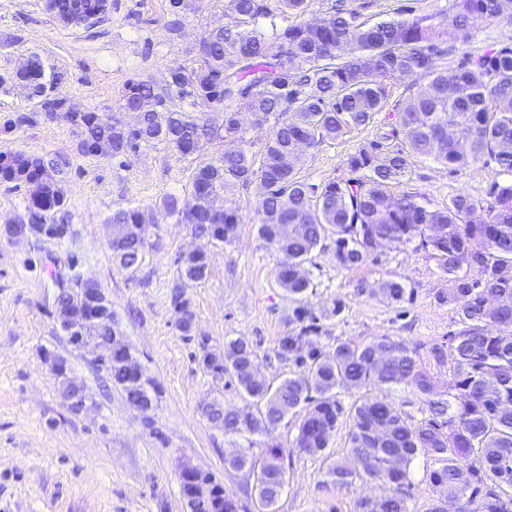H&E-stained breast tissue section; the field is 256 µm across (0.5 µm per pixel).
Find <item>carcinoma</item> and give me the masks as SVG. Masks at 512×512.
Instances as JSON below:
<instances>
[{
	"instance_id": "carcinoma-1",
	"label": "carcinoma",
	"mask_w": 512,
	"mask_h": 512,
	"mask_svg": "<svg viewBox=\"0 0 512 512\" xmlns=\"http://www.w3.org/2000/svg\"><path fill=\"white\" fill-rule=\"evenodd\" d=\"M169 2L167 30L177 35L191 12L190 0ZM277 2L282 16H294L293 23L277 27L267 0H224L230 21L190 47L195 65L170 69L162 85L128 81L115 112H86L83 127L76 130L78 149L87 155L88 144L106 141L112 156L120 157L164 141L190 156L201 140L236 141L234 151L195 169L189 196H167L162 206L192 233L231 242L240 224L236 192L259 179L264 193L257 203L258 234L278 254L279 285L298 302L310 287L305 263L327 235L336 236L334 257L344 269L364 263L376 243L418 242L448 281L439 302L458 317L448 346L430 349L436 363L453 369L448 398H435L433 377L404 342L380 336L367 343L340 340L325 349L317 318L299 306L294 321L300 330L279 337L275 356L288 358L299 342L307 348V356L298 357L304 369L276 383L254 378L259 355L249 342L236 339L222 350L201 344L206 371L232 377L252 399L237 409L214 401L206 406V416L226 435L269 437L288 415L302 410L292 448L315 458L336 430L337 389L381 391L403 384L427 403L431 418L414 423L383 395L358 401L352 406L347 456L327 464L324 485L342 491L357 481L378 483L388 487L381 512H408L410 464L424 451L440 462L431 474L439 497L461 504L462 512H512V181L494 184L487 203L463 193L438 210L426 208L411 192H392L414 154L453 169L489 158L512 173V44L476 57L460 53L476 22L512 25V0H454L443 32L429 16L369 23L340 3L334 12L309 20V0ZM454 56L459 57L455 68L438 67L437 60ZM395 74L426 84L400 100L388 83ZM61 77L37 62L29 99L40 105V95ZM389 105L387 123L348 156V178L321 185L301 179L309 150L370 125ZM127 109L138 111V127L122 120ZM214 109L224 112L220 125L205 118ZM242 112L255 116L257 126L273 123L259 165L243 136ZM450 128L459 131L458 137L448 135ZM44 176L48 182L29 192L27 205V217L42 224L65 202L53 167L20 152L0 155V180L26 186ZM479 209L486 218L470 220ZM282 224L290 226L286 237L279 231ZM111 226L115 263L124 270L139 268L149 226L145 210L118 208ZM178 265L181 284L197 283L207 276L209 258L186 252ZM56 286V305L77 315L76 292L63 278ZM379 293L399 301L404 287L386 281ZM173 304L177 328L192 336L194 316L178 288ZM81 334L99 344L122 332L110 318L82 325ZM54 374L63 378L64 395H86L67 371ZM106 379L118 389L127 386L126 365L112 364ZM472 455L476 463L463 466ZM286 456L288 449L272 443L261 457L242 448L224 459L253 480L256 512H277L276 489L287 483ZM205 480L212 491L189 506L190 512H248L212 476Z\"/></svg>"
}]
</instances>
